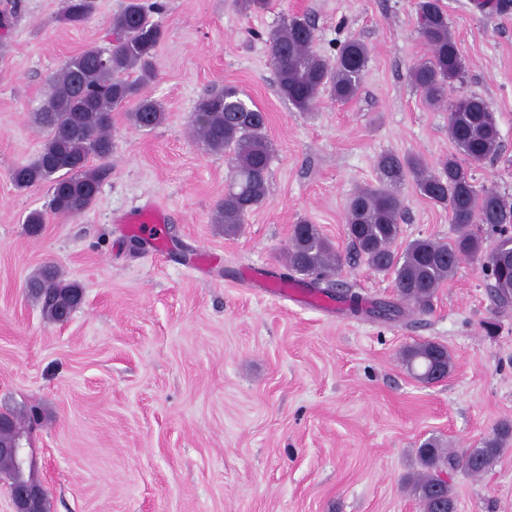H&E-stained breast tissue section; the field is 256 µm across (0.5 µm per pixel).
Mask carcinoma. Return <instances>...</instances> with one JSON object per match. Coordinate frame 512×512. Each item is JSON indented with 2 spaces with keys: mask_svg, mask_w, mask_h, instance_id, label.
Wrapping results in <instances>:
<instances>
[{
  "mask_svg": "<svg viewBox=\"0 0 512 512\" xmlns=\"http://www.w3.org/2000/svg\"><path fill=\"white\" fill-rule=\"evenodd\" d=\"M95 9V0H65L58 21L80 26L92 18ZM416 23L431 56L412 66L410 80L426 101L439 103L462 78L463 62L441 0H416ZM111 28L109 47L88 48L66 60L51 76L52 90L33 113L34 124L45 133L42 150L34 161L11 171V180L19 189L51 182L49 208L56 214L77 217L94 202L106 171L91 166L90 160L112 156L116 108L134 103L128 119L139 130L154 129L166 120L162 104L141 94L155 76L162 26L150 19L143 0H125L112 16ZM315 42L314 25L305 16L284 20L267 33L277 91L303 112L316 105L323 90L340 101L355 98L369 59V47L359 38L341 43L332 63L319 54ZM190 123L195 137L210 151L230 157L228 184L214 222L224 225L225 235H234L246 216L267 198L272 153L266 113L247 102L238 86L226 84L220 92L199 100ZM448 135L456 153L440 161L435 171L415 155H379V186L365 187L350 199L347 236L355 253L372 269L394 274L401 302L422 312L464 258L478 260L483 272H491L494 298L505 307L512 303V247L503 250L512 244V201L494 190L477 191L471 174V166L494 159L501 148L494 113L486 110L479 97H459L448 110ZM409 176L422 196L448 208L456 231L451 241L417 239L400 252L394 248L402 206L392 188ZM476 221L488 225L495 237L491 248H485L483 237L472 231ZM340 261L328 238L303 220L293 229L287 247L288 273L280 281L288 283L301 274L318 283L334 274ZM26 288L52 322L62 317L47 297L81 292L78 284L66 281L53 265L39 268ZM403 360L421 382H433L453 368L448 349L435 342L408 346ZM511 438L512 423L506 421L480 447L461 453L432 440L423 443L416 452L417 468L407 477L420 512H457L456 497L444 476L457 469L472 475L485 472Z\"/></svg>",
  "mask_w": 512,
  "mask_h": 512,
  "instance_id": "carcinoma-1",
  "label": "carcinoma"
}]
</instances>
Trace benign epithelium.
I'll use <instances>...</instances> for the list:
<instances>
[{
	"label": "benign epithelium",
	"mask_w": 512,
	"mask_h": 512,
	"mask_svg": "<svg viewBox=\"0 0 512 512\" xmlns=\"http://www.w3.org/2000/svg\"><path fill=\"white\" fill-rule=\"evenodd\" d=\"M0 431L9 439L0 443V459L11 462L14 477L8 479L13 512H46L47 489L35 474L34 448L28 445V429L15 428L9 416L0 415Z\"/></svg>",
	"instance_id": "7a95c632"
}]
</instances>
